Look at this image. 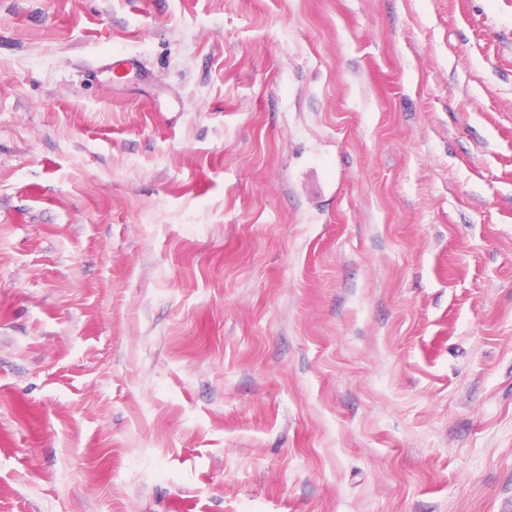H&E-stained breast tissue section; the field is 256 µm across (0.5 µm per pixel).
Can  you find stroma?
Wrapping results in <instances>:
<instances>
[{
    "mask_svg": "<svg viewBox=\"0 0 512 512\" xmlns=\"http://www.w3.org/2000/svg\"><path fill=\"white\" fill-rule=\"evenodd\" d=\"M0 512H512V0H0Z\"/></svg>",
    "mask_w": 512,
    "mask_h": 512,
    "instance_id": "obj_1",
    "label": "stroma"
}]
</instances>
